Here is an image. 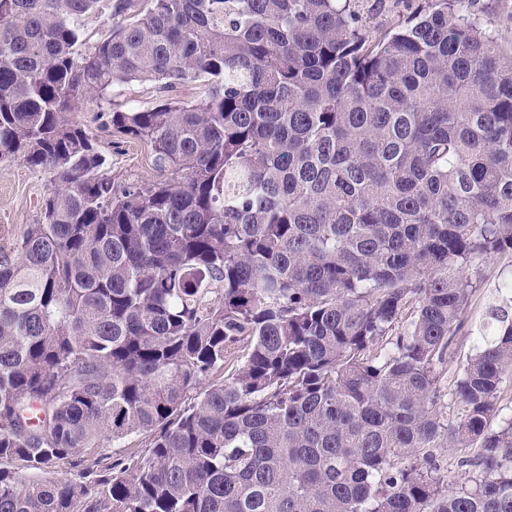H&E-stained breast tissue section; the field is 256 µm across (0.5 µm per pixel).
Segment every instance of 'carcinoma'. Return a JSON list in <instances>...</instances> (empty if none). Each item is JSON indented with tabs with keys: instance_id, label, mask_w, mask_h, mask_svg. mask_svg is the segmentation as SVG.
<instances>
[{
	"instance_id": "carcinoma-1",
	"label": "carcinoma",
	"mask_w": 512,
	"mask_h": 512,
	"mask_svg": "<svg viewBox=\"0 0 512 512\" xmlns=\"http://www.w3.org/2000/svg\"><path fill=\"white\" fill-rule=\"evenodd\" d=\"M100 2L0 0V163L53 184L0 245V512H512L511 303L443 391L512 252V53L471 0H117L89 42ZM134 81L105 126L166 176L118 186L68 113ZM158 94L149 83H132L112 92L114 107L143 109L155 105ZM481 283L473 292L467 312L463 318V326L453 336L449 346L448 363L445 366L444 387L448 390V403L451 399V391L456 375L461 371L466 355L472 349V336L476 334V326L485 315L486 309L498 299L496 287L501 281L512 274V253L505 252L481 265ZM448 385V389H447ZM481 449L479 448H468L465 453L459 452L456 450H449L448 448H438L436 451L437 458L439 459V463L441 467L448 471V484L451 485L457 481H461L465 474V469L468 471L469 469H474L473 467H460L458 464V460L466 456L469 459H476L480 453Z\"/></svg>"
}]
</instances>
